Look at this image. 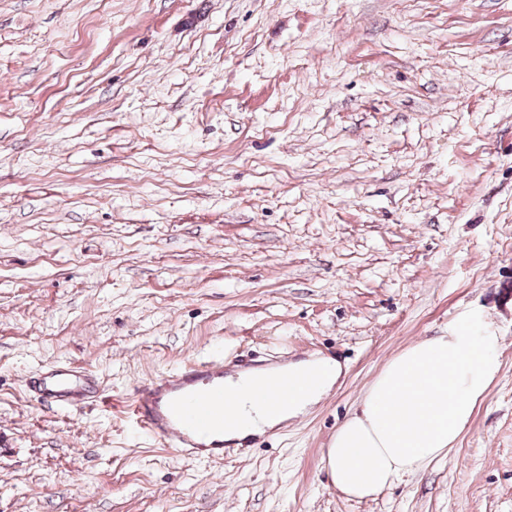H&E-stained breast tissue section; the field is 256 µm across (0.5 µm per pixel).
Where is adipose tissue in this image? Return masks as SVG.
<instances>
[{
	"mask_svg": "<svg viewBox=\"0 0 512 512\" xmlns=\"http://www.w3.org/2000/svg\"><path fill=\"white\" fill-rule=\"evenodd\" d=\"M463 317L447 335L414 343L391 359L367 390L359 411L336 430L326 451L331 481L349 498L378 495L405 475L436 461L468 426L497 373L500 339L492 330L473 335ZM288 375L287 394L271 410L254 400L253 382ZM315 386L304 387L309 375ZM342 375L327 356L264 366L238 374L224 406V441L232 444L274 431L308 413Z\"/></svg>",
	"mask_w": 512,
	"mask_h": 512,
	"instance_id": "1",
	"label": "adipose tissue"
}]
</instances>
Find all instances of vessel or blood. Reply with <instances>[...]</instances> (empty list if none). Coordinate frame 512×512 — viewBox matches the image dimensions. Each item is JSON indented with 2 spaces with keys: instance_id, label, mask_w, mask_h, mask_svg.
<instances>
[{
  "instance_id": "1",
  "label": "vessel or blood",
  "mask_w": 512,
  "mask_h": 512,
  "mask_svg": "<svg viewBox=\"0 0 512 512\" xmlns=\"http://www.w3.org/2000/svg\"><path fill=\"white\" fill-rule=\"evenodd\" d=\"M89 373L59 367L26 380L47 408H77L94 384ZM224 360H191L141 381L130 407L141 428L162 446L211 462L223 461Z\"/></svg>"
}]
</instances>
